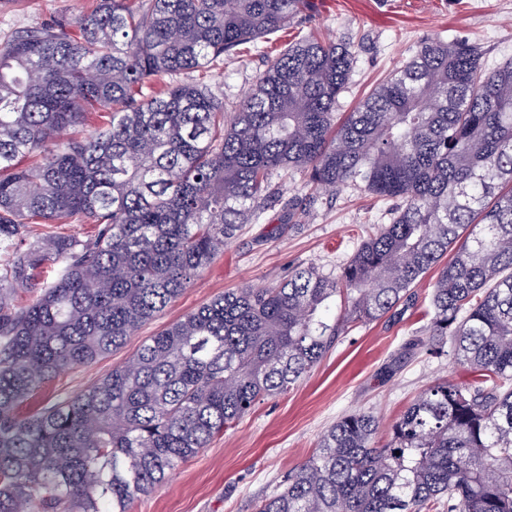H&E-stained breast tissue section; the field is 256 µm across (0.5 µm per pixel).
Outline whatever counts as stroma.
I'll return each instance as SVG.
<instances>
[{"instance_id":"obj_1","label":"stroma","mask_w":512,"mask_h":512,"mask_svg":"<svg viewBox=\"0 0 512 512\" xmlns=\"http://www.w3.org/2000/svg\"><path fill=\"white\" fill-rule=\"evenodd\" d=\"M95 6L96 0H0V38L36 21L73 30L75 20ZM312 31L355 45L357 63L336 105L337 112L347 113L428 38L469 39L480 47L489 68L512 59V0H317L290 28L248 44L239 58L190 78L220 97L226 108H234L280 50ZM273 184L278 194L260 220L246 225L159 317L120 351L41 384L23 412L86 389L129 360L148 336L219 294L275 285L297 266L338 270L372 226L389 221L388 205L349 187L321 196L315 209L301 212L299 226L275 236L271 230L285 220L288 199L305 191L297 177L277 178ZM434 279V274L425 276L408 309L350 328L294 388L257 403L160 490L135 500L133 512H255L256 502L308 459L321 434L339 417L360 408L373 412L381 422L378 441L383 444L391 424L426 386L440 379L469 383L472 373L455 364L451 353L436 355L421 347L408 359L397 358L404 342L418 336L428 321Z\"/></svg>"}]
</instances>
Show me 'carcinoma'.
Returning a JSON list of instances; mask_svg holds the SVG:
<instances>
[{
	"label": "carcinoma",
	"mask_w": 512,
	"mask_h": 512,
	"mask_svg": "<svg viewBox=\"0 0 512 512\" xmlns=\"http://www.w3.org/2000/svg\"><path fill=\"white\" fill-rule=\"evenodd\" d=\"M309 8L98 0L75 34L33 24L0 41V512H130L351 327L414 304L432 270L424 338L403 352L448 343L477 379L428 386L382 446L377 417L343 415L256 512H512V60L490 69L466 38L425 40L339 122L356 48L310 33L231 114L193 81L143 96ZM95 107L111 110L108 127L62 137ZM36 151L40 164L21 166ZM288 171L306 179L310 208L352 185L395 202L391 221L338 273L297 267L219 295L80 393L17 413L160 315ZM85 218L90 237L57 230ZM49 262L55 278L19 303Z\"/></svg>",
	"instance_id": "cac0c4a2"
}]
</instances>
